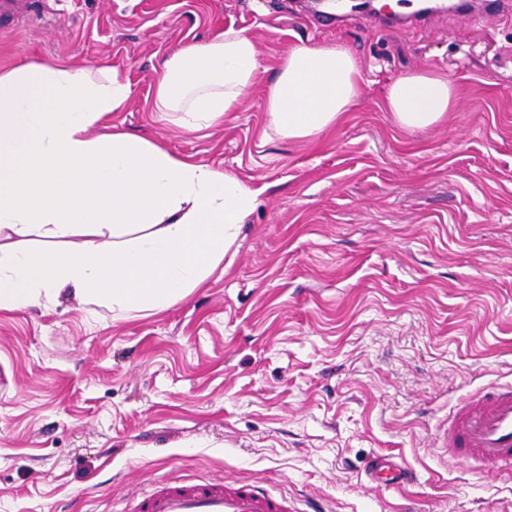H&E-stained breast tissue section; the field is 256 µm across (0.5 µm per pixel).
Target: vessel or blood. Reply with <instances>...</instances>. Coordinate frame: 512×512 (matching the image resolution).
I'll return each mask as SVG.
<instances>
[{"instance_id":"b4317fda","label":"vessel or blood","mask_w":512,"mask_h":512,"mask_svg":"<svg viewBox=\"0 0 512 512\" xmlns=\"http://www.w3.org/2000/svg\"><path fill=\"white\" fill-rule=\"evenodd\" d=\"M40 0H0V27L33 19ZM476 467L512 472V385L489 387L463 398L441 442ZM369 475L386 489L413 481L412 472L385 457L371 461ZM133 512H297L287 497L238 481L162 482L134 503Z\"/></svg>"}]
</instances>
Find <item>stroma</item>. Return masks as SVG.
Wrapping results in <instances>:
<instances>
[{
  "mask_svg": "<svg viewBox=\"0 0 512 512\" xmlns=\"http://www.w3.org/2000/svg\"><path fill=\"white\" fill-rule=\"evenodd\" d=\"M53 29L0 32V70L111 68L121 130L258 193L205 283L129 318L61 296L0 311V512H130L164 479L257 483L306 512H512V473H472L436 434L478 387L512 382V13L383 28L305 0H62ZM260 69L236 111L188 131L154 111L162 64L224 30ZM344 43L363 93L312 139L276 137L264 99L297 42ZM455 84L446 121L399 129L391 83ZM390 454L413 483L366 470Z\"/></svg>",
  "mask_w": 512,
  "mask_h": 512,
  "instance_id": "stroma-1",
  "label": "stroma"
}]
</instances>
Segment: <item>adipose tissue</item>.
I'll return each mask as SVG.
<instances>
[{
    "label": "adipose tissue",
    "instance_id": "adipose-tissue-1",
    "mask_svg": "<svg viewBox=\"0 0 512 512\" xmlns=\"http://www.w3.org/2000/svg\"><path fill=\"white\" fill-rule=\"evenodd\" d=\"M259 70L254 41L228 29L176 48L155 111L199 130L233 111ZM341 44H293L269 86L273 132L310 139L362 95ZM131 94L116 71L30 63L0 71V310L50 308L68 290L113 315L170 307L204 283L234 245L257 193L235 176L123 131L89 130ZM455 87L436 72L393 81L384 109L408 132L442 123Z\"/></svg>",
    "mask_w": 512,
    "mask_h": 512
}]
</instances>
